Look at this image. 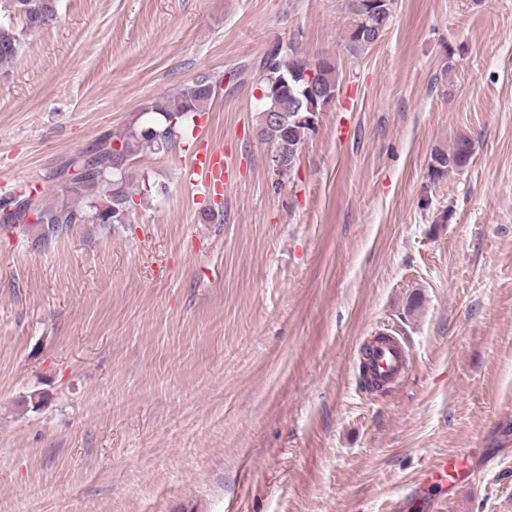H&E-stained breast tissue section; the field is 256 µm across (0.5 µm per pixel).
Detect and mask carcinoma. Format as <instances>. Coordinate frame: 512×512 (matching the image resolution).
<instances>
[{"mask_svg": "<svg viewBox=\"0 0 512 512\" xmlns=\"http://www.w3.org/2000/svg\"><path fill=\"white\" fill-rule=\"evenodd\" d=\"M367 0H352V21L346 32V46L357 55L380 41L387 31L392 16L387 13V4L376 10L366 7ZM0 11L7 16L0 19V68L15 62L25 45L30 29L44 30L57 20L56 0H0ZM20 25H15L14 19ZM316 72L311 91L299 78L304 68ZM263 98L260 108L257 138L271 147L270 164L284 170L283 179L290 180V167L295 165L299 150L314 128L298 121L307 111V103L322 101L325 96L339 93L336 64L322 57L310 64L293 49H283L276 43L254 63ZM217 82L201 76L183 86L174 97L162 96L149 106L147 118L127 128L114 137L98 140L92 150L98 160L89 170L83 156L71 158L62 170L77 169L75 179L65 193L76 196L82 203L60 201L45 205L35 197L32 207L19 210L6 217L0 216V224H18L27 228L29 213H34L37 238L47 246L75 224L127 223L130 213L131 193L127 163L143 150L164 152L173 144L177 134H182L194 122L199 113L210 106L216 95ZM277 102L278 115L265 116L266 103ZM474 145L465 135L458 137L453 146L437 150L429 163L430 176L441 180L448 173L466 167L473 155Z\"/></svg>", "mask_w": 512, "mask_h": 512, "instance_id": "carcinoma-1", "label": "carcinoma"}]
</instances>
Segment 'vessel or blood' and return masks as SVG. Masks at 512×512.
<instances>
[{
    "instance_id": "vessel-or-blood-1",
    "label": "vessel or blood",
    "mask_w": 512,
    "mask_h": 512,
    "mask_svg": "<svg viewBox=\"0 0 512 512\" xmlns=\"http://www.w3.org/2000/svg\"><path fill=\"white\" fill-rule=\"evenodd\" d=\"M184 176L197 194L222 189L229 179L223 148L206 146L195 152ZM370 350L369 369L377 383L390 386L408 373V350L401 337H378ZM482 477V471L470 467L464 455L436 454L415 474L408 493L391 499L388 512H444L442 502L430 499V489H439L451 500L461 489L480 484Z\"/></svg>"
}]
</instances>
